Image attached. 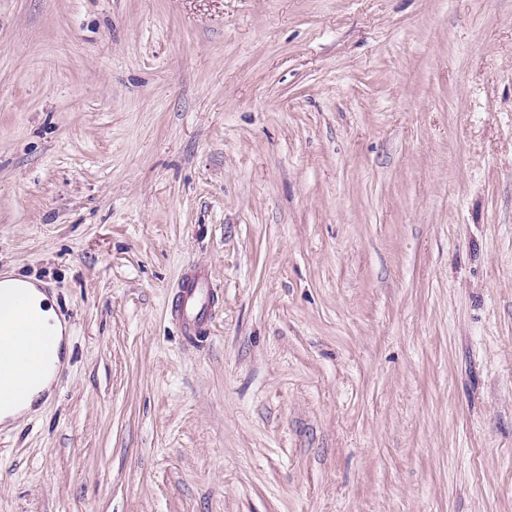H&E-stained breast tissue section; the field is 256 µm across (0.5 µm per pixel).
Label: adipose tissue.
Segmentation results:
<instances>
[{
  "instance_id": "adipose-tissue-1",
  "label": "adipose tissue",
  "mask_w": 512,
  "mask_h": 512,
  "mask_svg": "<svg viewBox=\"0 0 512 512\" xmlns=\"http://www.w3.org/2000/svg\"><path fill=\"white\" fill-rule=\"evenodd\" d=\"M24 291L29 299V311L52 338V345L40 377L27 385L17 383V375L12 369L0 374V424L9 425L29 413L33 404L48 391L61 363L64 345H67L66 326L61 321L49 296L35 284L24 280H5L0 285V316L13 313L14 289Z\"/></svg>"
}]
</instances>
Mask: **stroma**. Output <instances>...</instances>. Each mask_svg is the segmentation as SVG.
<instances>
[{"label":"stroma","mask_w":512,"mask_h":512,"mask_svg":"<svg viewBox=\"0 0 512 512\" xmlns=\"http://www.w3.org/2000/svg\"><path fill=\"white\" fill-rule=\"evenodd\" d=\"M8 272L0 512H512V0H0ZM179 295L178 316L185 330L195 333L202 328L208 312L211 292H209L208 272L194 267L182 280ZM0 291V316L9 317L13 313V292L21 289L29 299V312L44 327L45 330L34 327L31 336L34 344L42 345L48 342L47 333L52 337V345L40 377L23 386L20 394L16 391L17 375L14 370L5 368L4 378L0 384V424L10 425L29 413L33 404L40 399L44 392L50 389L55 374L61 363L64 345L68 344L66 326L55 311L50 297L38 289L35 284L21 279L4 281ZM20 287V288H10ZM1 364H23L31 376L38 373V365L34 359L25 357L21 348L15 344L1 342L0 344Z\"/></svg>","instance_id":"1"}]
</instances>
